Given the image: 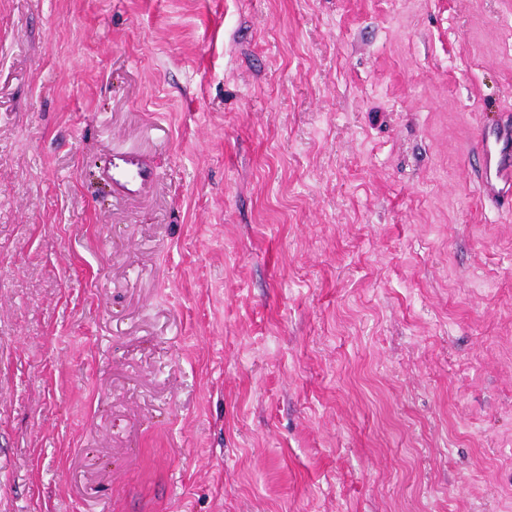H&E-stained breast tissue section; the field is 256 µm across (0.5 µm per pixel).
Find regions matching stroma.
<instances>
[{"mask_svg":"<svg viewBox=\"0 0 512 512\" xmlns=\"http://www.w3.org/2000/svg\"><path fill=\"white\" fill-rule=\"evenodd\" d=\"M507 115L512 0H0V512H512ZM510 168H512V127L508 126L492 136H487L485 190L498 196L511 195V183L508 178ZM99 176L112 189L115 197L132 199L142 196L157 181L159 173L146 155L116 151L100 169Z\"/></svg>","mask_w":512,"mask_h":512,"instance_id":"35a3bbf8","label":"stroma"}]
</instances>
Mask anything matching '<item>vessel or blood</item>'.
<instances>
[{
	"label": "vessel or blood",
	"instance_id": "vessel-or-blood-1",
	"mask_svg": "<svg viewBox=\"0 0 512 512\" xmlns=\"http://www.w3.org/2000/svg\"><path fill=\"white\" fill-rule=\"evenodd\" d=\"M99 176L115 197L132 199L142 196L157 181L159 173L146 155L116 151ZM484 188L498 196L512 194V127L500 129L486 139Z\"/></svg>",
	"mask_w": 512,
	"mask_h": 512
}]
</instances>
